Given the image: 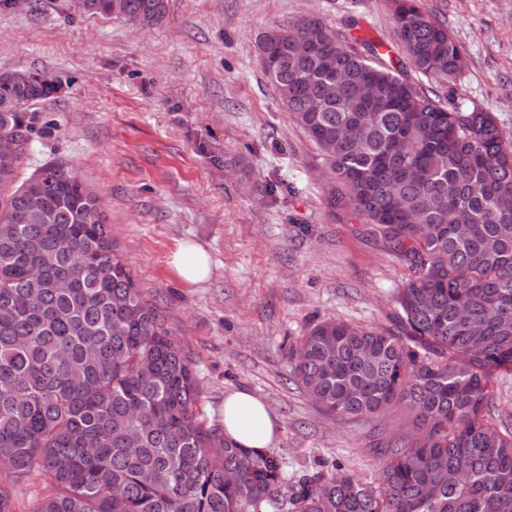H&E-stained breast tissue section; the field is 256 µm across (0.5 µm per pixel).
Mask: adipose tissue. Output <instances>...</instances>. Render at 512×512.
I'll list each match as a JSON object with an SVG mask.
<instances>
[{
	"label": "adipose tissue",
	"mask_w": 512,
	"mask_h": 512,
	"mask_svg": "<svg viewBox=\"0 0 512 512\" xmlns=\"http://www.w3.org/2000/svg\"><path fill=\"white\" fill-rule=\"evenodd\" d=\"M278 423L253 393L239 390L224 399V435L237 444L265 449L273 442Z\"/></svg>",
	"instance_id": "adipose-tissue-1"
}]
</instances>
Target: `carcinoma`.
Returning a JSON list of instances; mask_svg holds the SVG:
<instances>
[{
  "instance_id": "1",
  "label": "carcinoma",
  "mask_w": 512,
  "mask_h": 512,
  "mask_svg": "<svg viewBox=\"0 0 512 512\" xmlns=\"http://www.w3.org/2000/svg\"><path fill=\"white\" fill-rule=\"evenodd\" d=\"M405 59L436 81L465 56L417 0H395ZM85 12L166 16V0H80ZM309 51L294 53V43ZM263 68L353 214L407 265L393 327L326 320L292 348L296 381L342 418L398 403L408 430L377 480L336 465L290 483L282 462L199 419V384L98 209L62 163L23 175L44 72L0 71V467L46 487L0 512H512V430L485 412L512 371V143L493 113L450 110L379 44L316 15L257 40ZM431 487L441 496H427Z\"/></svg>"
}]
</instances>
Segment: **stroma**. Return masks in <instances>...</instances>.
<instances>
[{
	"label": "stroma",
	"instance_id": "stroma-1",
	"mask_svg": "<svg viewBox=\"0 0 512 512\" xmlns=\"http://www.w3.org/2000/svg\"><path fill=\"white\" fill-rule=\"evenodd\" d=\"M421 7L447 25L466 67L449 86L411 79L493 113L512 139V0ZM308 12L402 54L391 0H167L150 28L79 0H0V69L57 78L58 94L28 109L36 135L23 168L63 163L101 195L127 264L192 360L203 423L223 430L225 396L252 392L279 423L269 451L288 480L339 464L371 481L405 410L325 412L293 378L290 348L321 320L391 326L409 270L328 209L323 157L256 53L259 32ZM185 242L210 257L201 283L170 264Z\"/></svg>",
	"mask_w": 512,
	"mask_h": 512
}]
</instances>
